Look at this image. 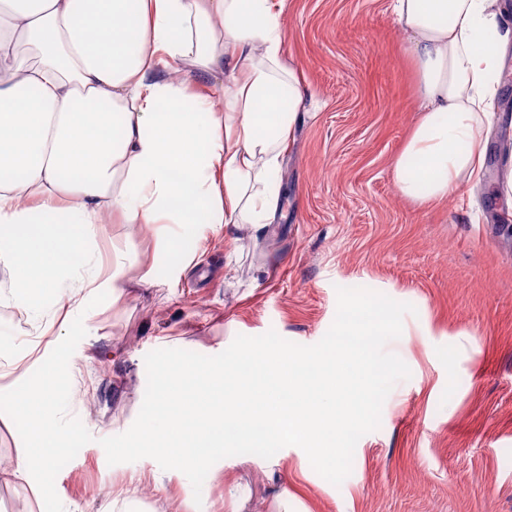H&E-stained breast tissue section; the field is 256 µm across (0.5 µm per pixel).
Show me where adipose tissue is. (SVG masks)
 Wrapping results in <instances>:
<instances>
[{
  "label": "adipose tissue",
  "instance_id": "adipose-tissue-1",
  "mask_svg": "<svg viewBox=\"0 0 512 512\" xmlns=\"http://www.w3.org/2000/svg\"><path fill=\"white\" fill-rule=\"evenodd\" d=\"M283 0H0V263L37 310L64 270L114 291L87 242L125 224L267 228L301 112L280 58ZM418 74L419 118L393 161L400 195L445 199L478 179L512 26L499 0H392ZM66 383L32 376L13 405L14 477L47 474Z\"/></svg>",
  "mask_w": 512,
  "mask_h": 512
}]
</instances>
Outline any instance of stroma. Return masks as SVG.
Returning <instances> with one entry per match:
<instances>
[{
	"mask_svg": "<svg viewBox=\"0 0 512 512\" xmlns=\"http://www.w3.org/2000/svg\"><path fill=\"white\" fill-rule=\"evenodd\" d=\"M281 26V59L305 97L281 167L282 218L258 234L105 221L89 248L130 266L122 295L90 292L71 270L37 313L0 265V512H512V238L501 230L512 199L488 176L429 205L399 194L393 161L417 119L416 72L390 0H285ZM503 69L487 172L512 166V51ZM340 286L415 308L385 346L411 376L341 485L295 446L221 459L198 492L150 458L108 465L100 441L136 419L148 352L212 356L271 329L315 344ZM48 367L69 384L54 428L75 443L50 474L15 478L26 432L13 392Z\"/></svg>",
	"mask_w": 512,
	"mask_h": 512,
	"instance_id": "35a3bbf8",
	"label": "stroma"
}]
</instances>
